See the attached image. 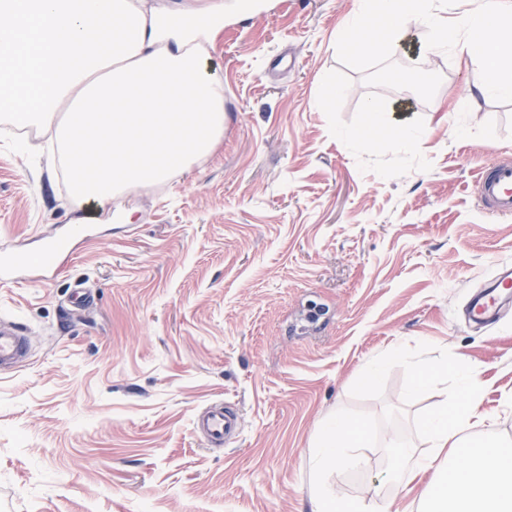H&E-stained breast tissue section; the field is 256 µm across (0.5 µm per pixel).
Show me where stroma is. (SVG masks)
I'll return each mask as SVG.
<instances>
[{"mask_svg":"<svg viewBox=\"0 0 512 512\" xmlns=\"http://www.w3.org/2000/svg\"><path fill=\"white\" fill-rule=\"evenodd\" d=\"M245 3L209 59L223 140L120 206L75 204L46 153L0 130V247L94 227L48 280L0 282V316L33 336L30 363L0 373V512H311L310 440L336 412L367 438L340 496L388 494L393 445L425 451L417 421L446 390L412 391L398 364L360 389L394 347L477 363L481 409L512 439V303L489 325L465 319L512 266V215L476 195L484 164L512 161V98L468 100L480 73L442 54L407 114L428 136L405 150L382 124L366 145L364 104L404 95L392 77L416 35L359 58L336 46L357 0ZM216 403L241 417L220 448L194 429Z\"/></svg>","mask_w":512,"mask_h":512,"instance_id":"35a3bbf8","label":"stroma"}]
</instances>
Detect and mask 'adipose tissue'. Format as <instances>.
<instances>
[{
  "mask_svg": "<svg viewBox=\"0 0 512 512\" xmlns=\"http://www.w3.org/2000/svg\"><path fill=\"white\" fill-rule=\"evenodd\" d=\"M442 0H359L345 26L360 53H382L420 29L419 62L449 51L483 75L479 95L512 97V0H479L455 27ZM224 25L223 0H181L176 15L158 0H0V123L52 131L80 204L111 205L129 190L160 183L211 155L224 137V83L209 50ZM482 47H474V34ZM407 364L412 389L452 375L455 394L421 417L430 449L397 448L388 482L432 472L415 512H512V445L475 439L483 425L479 370L409 358L400 350L367 362L357 384L374 387L386 366ZM359 424L329 415L310 443L312 512H391L381 500L340 497L338 468L359 467Z\"/></svg>",
  "mask_w": 512,
  "mask_h": 512,
  "instance_id": "1",
  "label": "adipose tissue"
}]
</instances>
